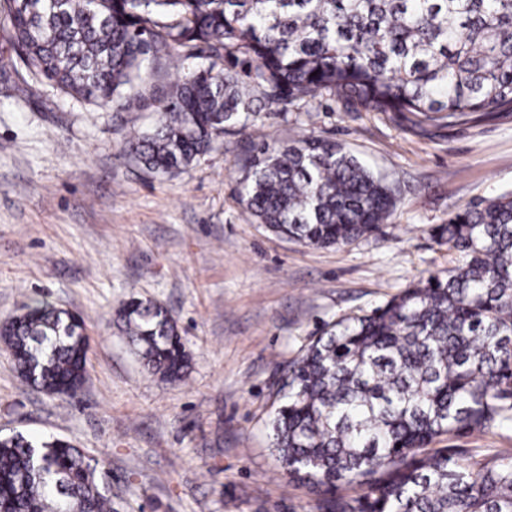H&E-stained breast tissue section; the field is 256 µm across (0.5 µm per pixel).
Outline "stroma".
<instances>
[{"instance_id":"1","label":"stroma","mask_w":512,"mask_h":512,"mask_svg":"<svg viewBox=\"0 0 512 512\" xmlns=\"http://www.w3.org/2000/svg\"><path fill=\"white\" fill-rule=\"evenodd\" d=\"M183 75L143 71L154 95L130 112L0 82V321L46 301L79 312L92 338L75 398L26 386L0 350V437L60 438L106 456L112 512H313L316 493L289 483L270 450L279 367L332 323L452 266L430 230L512 189V111L436 128L320 97L269 103L187 168L153 175L122 147L154 126ZM307 134L396 186L380 234L313 248L240 202L256 144ZM133 297L175 320L192 357L184 380L148 374L117 330L115 312Z\"/></svg>"}]
</instances>
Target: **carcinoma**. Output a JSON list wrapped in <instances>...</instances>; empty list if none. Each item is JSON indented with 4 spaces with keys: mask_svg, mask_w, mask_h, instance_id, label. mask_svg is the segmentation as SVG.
<instances>
[{
    "mask_svg": "<svg viewBox=\"0 0 512 512\" xmlns=\"http://www.w3.org/2000/svg\"><path fill=\"white\" fill-rule=\"evenodd\" d=\"M14 57L0 77L128 111L152 62L203 57L125 150L173 175L262 103L328 94L359 112L454 127L512 109V0H0ZM257 223L318 248L377 235L396 189L333 141L257 148L240 182ZM455 265L332 324L288 363L268 427L316 512H512V454L460 459L447 437L512 429V190L431 229ZM115 324L149 374L183 379L190 356L161 306L130 300ZM0 343L25 382L74 397L87 381L80 314L24 305ZM105 461L65 440L0 437V512H112ZM343 483L360 489L338 496Z\"/></svg>",
    "mask_w": 512,
    "mask_h": 512,
    "instance_id": "carcinoma-1",
    "label": "carcinoma"
}]
</instances>
